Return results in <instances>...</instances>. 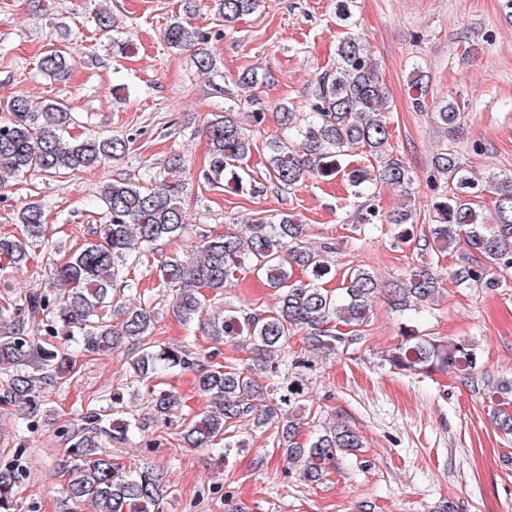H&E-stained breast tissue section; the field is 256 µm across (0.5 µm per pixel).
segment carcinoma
Wrapping results in <instances>:
<instances>
[{
  "mask_svg": "<svg viewBox=\"0 0 512 512\" xmlns=\"http://www.w3.org/2000/svg\"><path fill=\"white\" fill-rule=\"evenodd\" d=\"M210 2L215 16L226 26L261 6V0ZM165 40L173 49L193 50L201 72L216 68L215 57L204 47L206 37L198 29L175 18L165 30ZM40 67L47 76L66 77V51H47ZM264 80L265 74L250 69L240 75L238 88L246 94ZM6 109L10 119L0 122V189L13 175L54 177L104 166L127 151L126 141L120 137L78 139L67 135L71 111L61 102L35 106L17 96L6 103ZM386 112L387 97L370 50L360 35L351 33L338 44L336 66L316 77L303 110L281 106L284 136L268 143L269 175L281 188H293L311 176L336 174L341 157L361 150L382 158L376 172L354 175L361 193H368L377 182L408 189L412 174L405 162L396 156H382L391 138ZM434 120L450 136L449 143L432 157L433 169L448 184V196L436 205L429 231L416 237L406 228L415 219L405 205L385 214L370 203L359 221L401 227L405 240L414 241V249L431 258L460 244L465 253L453 274L457 286L497 288L512 277V178L493 176L480 183L469 175L453 139L462 121L456 102L445 101ZM206 133L210 157L204 180L219 187L229 175L238 188L248 184L235 172L252 151V139L239 113L229 108L212 114ZM488 190L495 197V213L490 218L474 202ZM98 201L109 223L95 225L89 230V242L80 250L49 264L48 287L43 291L16 303L6 300L12 317L0 332V364L10 365L13 371L0 397L21 408L26 429L34 427L33 418L41 412L44 390L73 369L68 353L47 347L31 333L29 322L38 319L45 335L67 336L83 353L104 355L127 346L131 374L139 384L153 381L164 371L194 372L209 410L179 424L180 440L188 447L222 444L227 449L240 424L257 429L272 426L288 463L299 466L302 477L311 483L324 477L327 462L362 447L357 432L341 420L312 435L308 442L299 441L303 421L297 418V411L308 410L301 381L275 386L276 396L267 399L254 374L277 380L284 370L306 366L300 357L288 360V342L297 332L303 333L306 348L325 355L344 353L360 344L372 304L384 290L398 310L423 312L443 282L433 266L414 267L385 288L367 270L353 269L342 277L341 291L335 292L321 286L332 273L322 251L305 245V225L288 214L275 221L254 219L243 232L228 224L222 234H203L197 255H175L157 266L155 276L159 291L171 297L173 309L185 324L198 323L217 341L243 338L252 345L247 367L226 362L205 365L184 347L154 345L152 309L126 304L115 289L125 271L136 266L157 242L175 239L185 229L181 185L150 174L141 184L114 180L101 187ZM17 221L22 224L23 238L0 237V257L23 268L29 260V243L45 234L43 204L23 205ZM295 266L308 271L309 279L291 280ZM247 271L264 277L279 293L278 308L229 310L221 318L207 315L206 296H223L236 274ZM35 359L52 372L30 373L27 366ZM385 362L394 370L428 377L455 370L468 375L474 393L503 407L495 424L512 435V412L504 410L512 405V379L496 378L482 369L474 349L449 346L436 336L415 333L391 349ZM148 394L153 422L172 426L174 395L153 387ZM82 421L83 435L69 448L67 497L91 504L96 512H162L163 475L143 463L123 477L112 454L96 446L98 434L121 441L142 430L144 424L133 416H122L108 428L102 414L93 408L86 409ZM22 480L19 467L0 466V512L17 509L14 489Z\"/></svg>",
  "mask_w": 512,
  "mask_h": 512,
  "instance_id": "cac0c4a2",
  "label": "carcinoma"
}]
</instances>
